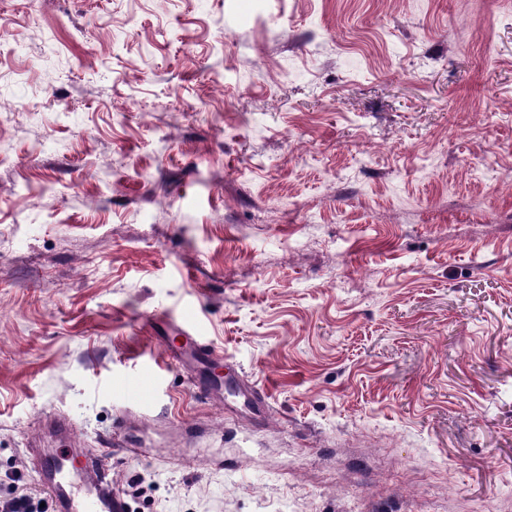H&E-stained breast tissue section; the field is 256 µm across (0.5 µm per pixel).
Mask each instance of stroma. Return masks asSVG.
<instances>
[{"instance_id": "obj_1", "label": "stroma", "mask_w": 512, "mask_h": 512, "mask_svg": "<svg viewBox=\"0 0 512 512\" xmlns=\"http://www.w3.org/2000/svg\"><path fill=\"white\" fill-rule=\"evenodd\" d=\"M2 13L0 501L61 414L137 512H512V0ZM186 303L268 417L167 368Z\"/></svg>"}]
</instances>
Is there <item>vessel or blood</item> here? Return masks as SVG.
I'll use <instances>...</instances> for the list:
<instances>
[{
	"mask_svg": "<svg viewBox=\"0 0 512 512\" xmlns=\"http://www.w3.org/2000/svg\"><path fill=\"white\" fill-rule=\"evenodd\" d=\"M163 342L167 362L174 368L199 372L224 360L222 351L194 336L184 325L177 326L175 336H164ZM37 466L51 512H130L125 496L112 487L104 457L56 448L38 454Z\"/></svg>",
	"mask_w": 512,
	"mask_h": 512,
	"instance_id": "b4317fda",
	"label": "vessel or blood"
}]
</instances>
